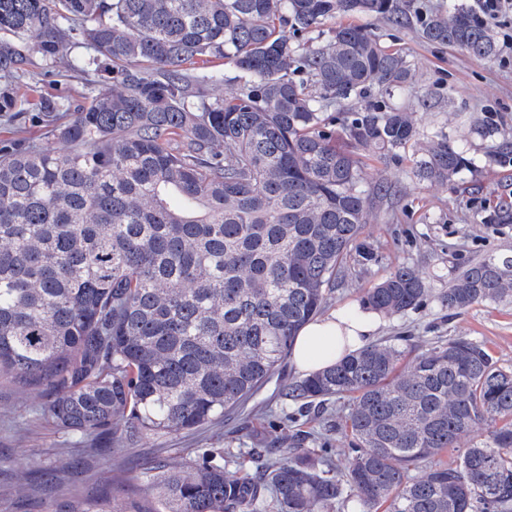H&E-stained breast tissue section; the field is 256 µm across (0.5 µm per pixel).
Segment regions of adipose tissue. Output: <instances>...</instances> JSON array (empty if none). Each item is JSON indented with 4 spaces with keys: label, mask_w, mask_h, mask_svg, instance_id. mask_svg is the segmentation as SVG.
I'll list each match as a JSON object with an SVG mask.
<instances>
[{
    "label": "adipose tissue",
    "mask_w": 512,
    "mask_h": 512,
    "mask_svg": "<svg viewBox=\"0 0 512 512\" xmlns=\"http://www.w3.org/2000/svg\"><path fill=\"white\" fill-rule=\"evenodd\" d=\"M376 329L374 312L351 305L306 324L295 340L293 360L301 372L321 371L367 345Z\"/></svg>",
    "instance_id": "adipose-tissue-1"
}]
</instances>
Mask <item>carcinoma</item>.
<instances>
[{
	"mask_svg": "<svg viewBox=\"0 0 512 512\" xmlns=\"http://www.w3.org/2000/svg\"><path fill=\"white\" fill-rule=\"evenodd\" d=\"M356 15L412 21L410 0H0V114L32 112L66 146L0 140V380L49 393L52 420L85 438L191 430L274 377L348 267L376 261L362 234L387 186L364 189L363 152L413 148L429 183L471 164L393 102L412 90L403 54L329 26ZM417 22L428 42L496 54L492 26L462 2ZM34 62L112 84L75 109L31 101L18 85ZM479 133L512 146L493 120ZM428 294L401 265L363 304L393 315ZM503 301L512 256L469 265L440 294L456 315ZM288 397L336 400L344 447L300 430L293 441L319 449L257 448L258 479L200 448L158 476L162 512H512V369L479 341L414 356L371 343ZM449 449L451 463L435 461ZM338 456L343 479L328 476ZM67 512L120 510L78 498Z\"/></svg>",
	"mask_w": 512,
	"mask_h": 512,
	"instance_id": "obj_1",
	"label": "carcinoma"
}]
</instances>
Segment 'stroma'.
Listing matches in <instances>:
<instances>
[{"label":"stroma","instance_id":"obj_1","mask_svg":"<svg viewBox=\"0 0 512 512\" xmlns=\"http://www.w3.org/2000/svg\"><path fill=\"white\" fill-rule=\"evenodd\" d=\"M371 28L382 46L404 54L413 65L416 91L400 102L414 112L424 132L444 129L466 150L473 165L449 184L418 181L412 155L400 158L366 153L369 182L384 180L386 195L376 199L364 235L377 251V262L354 267L336 287L325 307L333 313L360 302L364 292L400 265L416 268L429 294L423 305L398 315L382 316L376 341L407 337L410 354L437 341L465 335L481 342L502 366L512 368V302L477 304L462 315L449 314L440 294L463 267L487 255H512V224H497L493 215L502 202H512V155L496 152L494 141L474 133L477 120L494 118L512 127V56L497 52L476 59L453 46L425 42L417 27H397L375 17H357ZM87 75L71 73L50 79L31 66L25 82L41 95L84 101ZM292 361L240 408L214 422L180 432L127 438L101 435L89 440L62 430L39 408L41 399L18 382H0V512H66L73 498H109L133 503L146 512L158 508L153 463L177 462L198 448H220L230 469L255 474V448L287 451L288 418L298 415L306 431L319 430L325 411H297L283 386L301 379ZM26 472L29 489L12 490L15 470Z\"/></svg>","mask_w":512,"mask_h":512}]
</instances>
